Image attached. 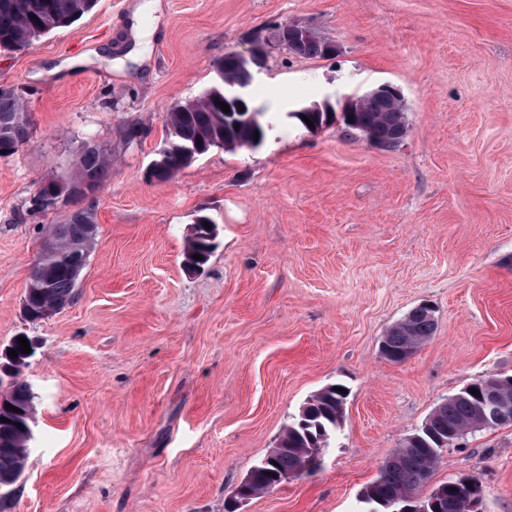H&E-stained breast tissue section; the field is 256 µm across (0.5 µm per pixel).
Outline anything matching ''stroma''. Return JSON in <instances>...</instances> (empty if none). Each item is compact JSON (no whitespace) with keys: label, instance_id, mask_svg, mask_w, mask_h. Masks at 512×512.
Segmentation results:
<instances>
[{"label":"stroma","instance_id":"1","mask_svg":"<svg viewBox=\"0 0 512 512\" xmlns=\"http://www.w3.org/2000/svg\"><path fill=\"white\" fill-rule=\"evenodd\" d=\"M292 21L338 53L276 48ZM257 37L271 46L249 88L264 143L150 178L170 108ZM382 82L407 107L395 149L287 117ZM0 86L32 119L29 141L0 157V348L38 343L24 370L31 451L0 512H227L284 425L335 383L349 395L319 469L237 512H360L439 403L512 375V0H97L25 49L0 48ZM133 123L143 134L129 142ZM90 138L112 159L98 236L77 300L31 323L38 227L63 216H29L27 201ZM200 216L216 248L190 272ZM422 303L434 336L387 361L384 333ZM470 475L484 512H512V425L443 449L431 483Z\"/></svg>","mask_w":512,"mask_h":512}]
</instances>
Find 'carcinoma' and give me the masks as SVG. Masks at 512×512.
Here are the masks:
<instances>
[{
  "label": "carcinoma",
  "instance_id": "1",
  "mask_svg": "<svg viewBox=\"0 0 512 512\" xmlns=\"http://www.w3.org/2000/svg\"><path fill=\"white\" fill-rule=\"evenodd\" d=\"M95 0H0V46L21 50L52 30L70 24L89 12ZM292 53L302 57H325L323 39L311 32L307 39L293 47ZM218 82L192 101L178 105L167 113V136L172 148L163 159L158 180H167L190 165L183 149L190 148L203 155L215 150L214 144L224 143V149L253 147L265 137L262 123L255 125L240 121L237 115L225 114L216 101H224V80L246 86L251 69L222 59L216 65ZM307 120H302V117ZM303 128L327 125L341 118L349 135H362L386 149H393L407 138L410 128L406 107L385 105L375 108L358 106L354 112L290 113ZM312 124H307V121ZM31 115L22 96L0 92V150H8L29 140ZM111 173L107 150L84 145L76 168L66 177L52 176L43 180L45 189L31 197L28 212L32 215L52 212L65 206L63 222L50 224L42 234L56 242L55 253L46 259L38 274L50 280V286L37 290L28 298L29 321H34L49 309L60 311L77 299L79 278L73 273L77 253L93 249L95 238L87 225L95 223L91 205L76 187L90 182L101 187ZM434 309L420 304L388 328L381 343L400 353L407 347L419 348L434 335ZM18 370L4 389L6 403L21 409L10 415V421L0 422V439L11 441L14 451L0 448V483L15 479L24 470L28 447L27 430L36 414V402L30 385L22 378L28 365L17 340H12ZM340 384H332L311 397L298 414L285 424L275 448L252 470V480L242 493L254 498L283 482L300 478L320 467L323 451L332 447L340 426L347 395L336 392ZM512 404V376L486 374L472 381L460 392L438 404L419 430L403 439L400 446L379 468L378 477L361 492V500L373 512H394L404 506L426 508V512H482L481 484L472 478L474 491L466 495L448 481L438 486L440 492L417 500L423 489V477L432 473L443 449L457 445L466 435L479 431L482 398L488 388ZM478 395L470 393V389Z\"/></svg>",
  "mask_w": 512,
  "mask_h": 512
}]
</instances>
